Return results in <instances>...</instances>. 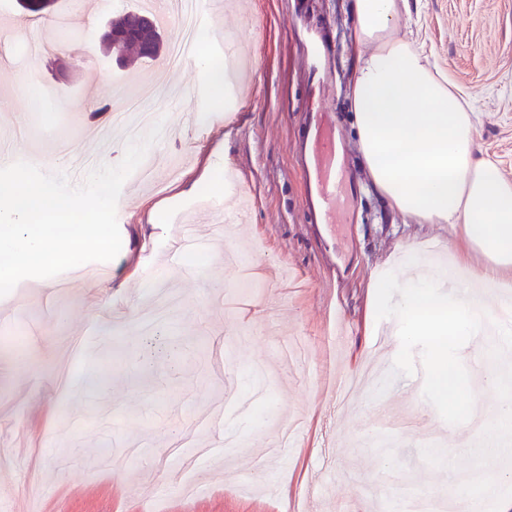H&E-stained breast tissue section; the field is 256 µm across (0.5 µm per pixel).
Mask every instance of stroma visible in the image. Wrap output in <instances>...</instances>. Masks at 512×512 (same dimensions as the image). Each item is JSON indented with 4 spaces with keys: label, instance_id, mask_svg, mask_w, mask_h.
Wrapping results in <instances>:
<instances>
[{
    "label": "stroma",
    "instance_id": "35a3bbf8",
    "mask_svg": "<svg viewBox=\"0 0 512 512\" xmlns=\"http://www.w3.org/2000/svg\"><path fill=\"white\" fill-rule=\"evenodd\" d=\"M204 2L227 40L258 49L248 75L231 63L223 104L207 101L198 125L191 99L211 44L178 64L165 50L151 70L119 65L97 34L138 0H57L39 18L0 0V139L16 159L81 185L124 156L115 106L146 81L185 93L147 103L167 135L146 152L150 179L123 185L106 289L78 266L0 297V452L12 456L0 485L26 512H407L408 493L427 487L470 512L432 448L457 449L466 473L465 442L482 430L447 424L422 379L394 374L398 322L377 319L372 276L405 246L460 252L476 271L485 258L461 225L401 223L374 190L352 128L350 0ZM399 23L462 91L480 148L512 181V0H411ZM98 72L108 88L93 87ZM104 102L113 110L99 112ZM329 132L350 174L339 224L318 222L305 176L313 139ZM185 224L210 244L193 276L166 260ZM369 364L388 387L344 399L341 377ZM218 405L236 440L209 459L208 492H183L192 475L164 463L210 441L204 419ZM381 415L398 429L386 449L370 429ZM286 430L287 460L268 456ZM74 448L83 460L66 464Z\"/></svg>",
    "mask_w": 512,
    "mask_h": 512
}]
</instances>
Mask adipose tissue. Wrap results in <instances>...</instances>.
I'll list each match as a JSON object with an SVG mask.
<instances>
[{"instance_id":"ef3b65f1","label":"adipose tissue","mask_w":512,"mask_h":512,"mask_svg":"<svg viewBox=\"0 0 512 512\" xmlns=\"http://www.w3.org/2000/svg\"><path fill=\"white\" fill-rule=\"evenodd\" d=\"M406 0H352L363 51L352 86L353 127L368 176L402 221L460 224L512 283V182L483 155L462 94L401 35Z\"/></svg>"}]
</instances>
